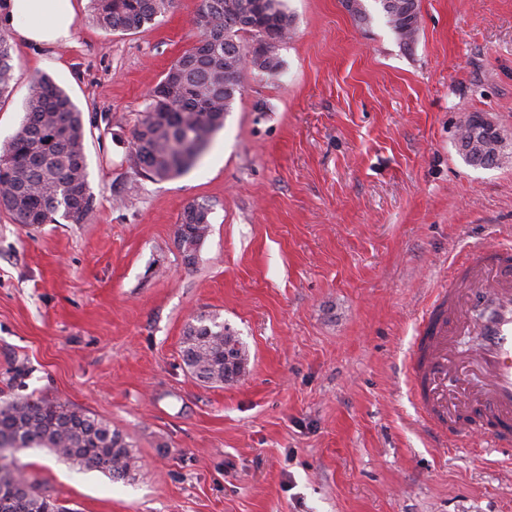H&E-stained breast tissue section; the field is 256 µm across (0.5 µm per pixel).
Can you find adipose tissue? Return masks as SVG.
Masks as SVG:
<instances>
[{
    "label": "adipose tissue",
    "instance_id": "obj_1",
    "mask_svg": "<svg viewBox=\"0 0 512 512\" xmlns=\"http://www.w3.org/2000/svg\"><path fill=\"white\" fill-rule=\"evenodd\" d=\"M5 24L26 44L69 42L75 31L74 0H7Z\"/></svg>",
    "mask_w": 512,
    "mask_h": 512
}]
</instances>
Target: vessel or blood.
Returning a JSON list of instances; mask_svg holds the SVG:
<instances>
[{"mask_svg": "<svg viewBox=\"0 0 512 512\" xmlns=\"http://www.w3.org/2000/svg\"><path fill=\"white\" fill-rule=\"evenodd\" d=\"M476 333L474 350L458 334ZM412 382L434 437L459 447L474 430L464 406L450 403L449 385L470 390L482 414L494 420L488 446L512 448V244L492 243L468 258L420 318L414 338Z\"/></svg>", "mask_w": 512, "mask_h": 512, "instance_id": "1", "label": "vessel or blood"}]
</instances>
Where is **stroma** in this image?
Instances as JSON below:
<instances>
[{
  "mask_svg": "<svg viewBox=\"0 0 512 512\" xmlns=\"http://www.w3.org/2000/svg\"><path fill=\"white\" fill-rule=\"evenodd\" d=\"M199 3L122 33L76 0L73 43L13 46L0 147L49 76L82 112L95 207L35 229L0 211V402L88 411L141 469L117 482L40 448L18 465L72 512H512V467L480 438L437 447L406 374L432 288L512 237V0H419L409 48L376 0L364 27L341 0H287L279 73L246 71L198 164L153 181L131 169V131L195 41ZM474 112L507 163L459 153ZM193 202L210 231L188 261L177 226ZM203 315L247 346L235 382L183 363Z\"/></svg>",
  "mask_w": 512,
  "mask_h": 512,
  "instance_id": "35a3bbf8",
  "label": "stroma"
}]
</instances>
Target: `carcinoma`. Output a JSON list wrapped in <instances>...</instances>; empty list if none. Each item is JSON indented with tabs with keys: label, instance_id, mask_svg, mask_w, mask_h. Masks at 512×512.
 I'll return each mask as SVG.
<instances>
[{
	"label": "carcinoma",
	"instance_id": "obj_1",
	"mask_svg": "<svg viewBox=\"0 0 512 512\" xmlns=\"http://www.w3.org/2000/svg\"><path fill=\"white\" fill-rule=\"evenodd\" d=\"M92 20L112 31H136L153 24L174 0H91ZM201 0V29L193 46L169 66L148 94L149 103L134 126L133 168L152 180H166L192 168L207 149L220 118L242 94L243 71L274 75L281 68L279 46L293 32V18L284 0ZM397 40L410 46L420 30L419 12L403 22L407 0H378ZM13 47L0 33V102L12 92ZM86 131L82 112L70 96L45 76L36 78L23 122L0 151V209L17 224H83L95 198L87 178ZM472 166L502 164L498 130L462 125L458 140ZM191 217L201 235L209 232V208L192 203ZM182 360L203 383L227 384L226 359L240 373L248 366L241 339L216 316H200L188 324ZM46 448L57 458L114 480H133L139 457L118 429L66 403L22 396L0 405V512H67L52 496L29 482L14 453Z\"/></svg>",
	"mask_w": 512,
	"mask_h": 512
}]
</instances>
